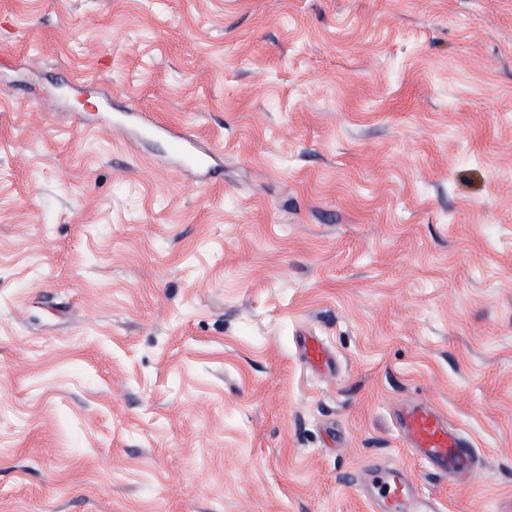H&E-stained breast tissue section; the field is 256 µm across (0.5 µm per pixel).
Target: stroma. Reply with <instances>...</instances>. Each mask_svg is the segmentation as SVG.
I'll return each instance as SVG.
<instances>
[{
    "instance_id": "35a3bbf8",
    "label": "stroma",
    "mask_w": 512,
    "mask_h": 512,
    "mask_svg": "<svg viewBox=\"0 0 512 512\" xmlns=\"http://www.w3.org/2000/svg\"><path fill=\"white\" fill-rule=\"evenodd\" d=\"M374 461L512 501V0H0V512H367ZM150 123L151 124L144 127L146 132L154 133L164 130L169 137L173 152L185 155L191 168L195 170L198 175L206 178H210L212 176L214 170L211 167L208 158L192 155L188 152L190 141L185 135L180 134L171 128H164L159 124L152 123V121H150ZM410 453L434 471L448 475L475 468L473 448L448 421L422 403L402 406L397 413Z\"/></svg>"
}]
</instances>
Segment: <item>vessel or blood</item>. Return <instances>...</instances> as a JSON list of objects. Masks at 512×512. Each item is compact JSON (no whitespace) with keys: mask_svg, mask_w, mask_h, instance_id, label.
Returning <instances> with one entry per match:
<instances>
[{"mask_svg":"<svg viewBox=\"0 0 512 512\" xmlns=\"http://www.w3.org/2000/svg\"><path fill=\"white\" fill-rule=\"evenodd\" d=\"M167 135L172 151L187 156L198 175L212 176L208 158L189 154L190 141L185 135L172 129ZM397 418L410 453L434 471L447 475L474 469V453L469 441L432 408L410 403L399 409ZM360 483L369 506L377 508L378 512H438L433 501L418 497L402 467L369 466Z\"/></svg>","mask_w":512,"mask_h":512,"instance_id":"b4317fda","label":"vessel or blood"}]
</instances>
